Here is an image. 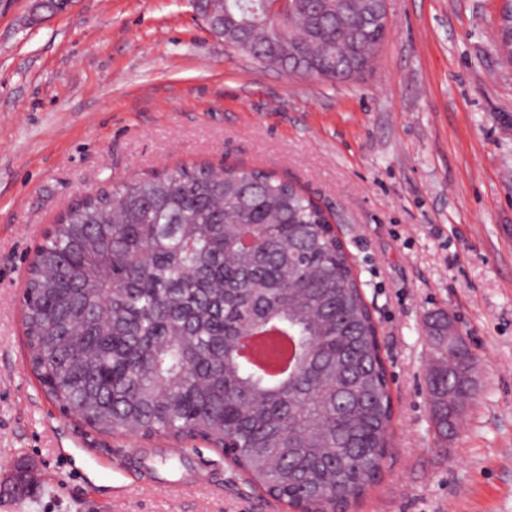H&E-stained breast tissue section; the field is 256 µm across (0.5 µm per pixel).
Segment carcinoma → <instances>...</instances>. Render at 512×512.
<instances>
[{
  "mask_svg": "<svg viewBox=\"0 0 512 512\" xmlns=\"http://www.w3.org/2000/svg\"><path fill=\"white\" fill-rule=\"evenodd\" d=\"M225 45L329 81L366 70L386 38L381 0H292L261 22L253 0H198ZM30 361L88 426L200 437L300 512L358 503L393 418L377 327L344 245L295 183L261 169L182 165L70 204L30 263ZM478 360L428 370L440 434L460 425Z\"/></svg>",
  "mask_w": 512,
  "mask_h": 512,
  "instance_id": "cac0c4a2",
  "label": "carcinoma"
}]
</instances>
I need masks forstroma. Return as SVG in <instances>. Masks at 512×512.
<instances>
[{"instance_id": "1", "label": "stroma", "mask_w": 512, "mask_h": 512, "mask_svg": "<svg viewBox=\"0 0 512 512\" xmlns=\"http://www.w3.org/2000/svg\"><path fill=\"white\" fill-rule=\"evenodd\" d=\"M0 5V512H290L197 440L103 434L33 374L22 325L45 230L108 177L179 164L299 184L345 244L378 324L393 429L351 512H512V64L501 0H387L388 36L355 80L265 68L190 0H75L35 22ZM445 313L480 390L440 437L427 321Z\"/></svg>"}]
</instances>
